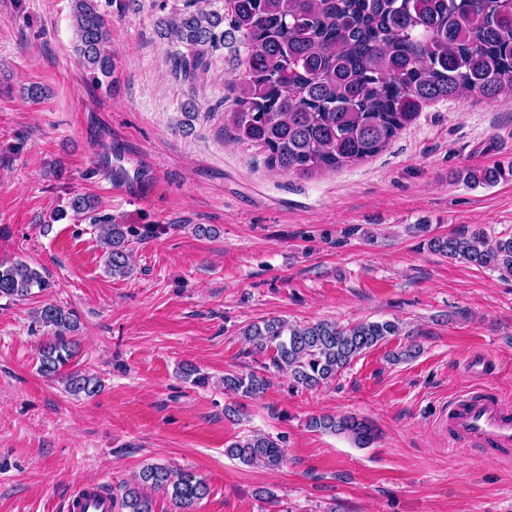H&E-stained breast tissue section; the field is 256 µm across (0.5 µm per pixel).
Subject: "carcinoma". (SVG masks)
<instances>
[{"label": "carcinoma", "mask_w": 512, "mask_h": 512, "mask_svg": "<svg viewBox=\"0 0 512 512\" xmlns=\"http://www.w3.org/2000/svg\"><path fill=\"white\" fill-rule=\"evenodd\" d=\"M226 16L210 0H185L184 9L160 20L161 35L185 48L174 71L192 80L208 68L206 52L224 44V21L240 33L245 48L238 75L229 83L234 108L233 139L261 148L268 168L309 175L335 170L379 153L410 125L429 102L478 94L512 102V0H231ZM74 51L85 77L112 85L110 29L99 0H72ZM497 168L470 173L466 182L493 184ZM69 207L93 217L99 229L106 274L132 273L131 224L97 215L98 201L76 195ZM432 252L512 278V236L490 237L484 229L435 235ZM51 287L46 273L24 261L0 262V298L23 300ZM36 322L53 341L40 353L38 371L58 377L76 355L78 316L46 303ZM403 332L397 321H331L290 324L279 317L241 332L258 354L288 372L294 386L314 390L336 379L358 357ZM224 391L242 399L264 392L267 379L226 372ZM66 390L91 396L101 387L93 376L72 371ZM315 432L345 435L368 448L377 434L352 415H313ZM225 455L246 465L281 467L283 439L253 434L235 440ZM205 480L187 470L147 464L132 483L119 486L112 504L119 512H155L154 495L169 499L172 512H196L209 495Z\"/></svg>", "instance_id": "cac0c4a2"}]
</instances>
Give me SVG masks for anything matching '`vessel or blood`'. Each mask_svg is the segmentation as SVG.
Wrapping results in <instances>:
<instances>
[{
    "label": "vessel or blood",
    "instance_id": "1",
    "mask_svg": "<svg viewBox=\"0 0 512 512\" xmlns=\"http://www.w3.org/2000/svg\"><path fill=\"white\" fill-rule=\"evenodd\" d=\"M448 444L484 458H512V409L503 405L493 389L480 387L457 399L443 417ZM68 512H112L110 498L81 484L72 491Z\"/></svg>",
    "mask_w": 512,
    "mask_h": 512
}]
</instances>
